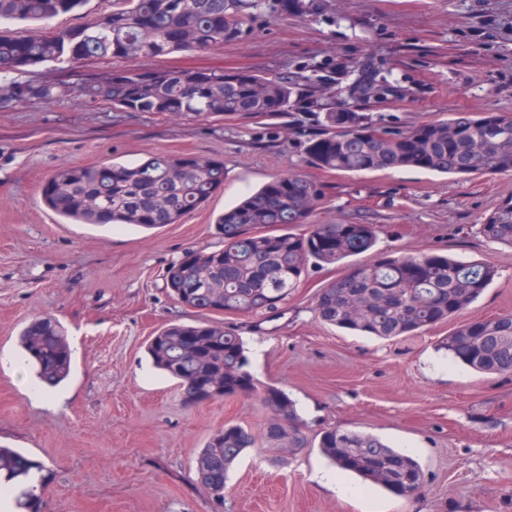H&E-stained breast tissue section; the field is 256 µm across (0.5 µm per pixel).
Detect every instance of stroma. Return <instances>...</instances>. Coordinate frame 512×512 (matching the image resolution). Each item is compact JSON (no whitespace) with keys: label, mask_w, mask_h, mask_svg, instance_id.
I'll return each mask as SVG.
<instances>
[{"label":"stroma","mask_w":512,"mask_h":512,"mask_svg":"<svg viewBox=\"0 0 512 512\" xmlns=\"http://www.w3.org/2000/svg\"><path fill=\"white\" fill-rule=\"evenodd\" d=\"M245 38L206 51L141 61L144 69L249 71L314 78L310 112L179 120L124 112L79 93L54 104L0 89V445L40 461L41 512H512V375L484 376L456 364L439 342L452 323L410 338L357 336L321 323L318 291L344 273L310 272L279 311L221 314L243 336L249 369L295 400L308 439L339 427L380 437L421 464L426 484L403 500L363 485L342 499L312 481L331 470L318 448L281 457L263 433L259 396L185 405L177 381L146 352L166 324L194 313L163 286L167 267L190 248H219L213 220L273 176L297 172L323 184L318 224H372L376 248L436 252L496 269L459 320L512 312V248L478 228L512 198V175L465 179L417 170L346 174L305 153L325 112L343 98L332 74L392 72L404 89L356 111L377 127H412L458 112H512V0H263ZM110 57L30 67L22 81H77L121 68ZM223 159L224 185L202 209L151 233L70 224L41 199L58 167L160 153ZM63 326L73 353L55 409L33 405L36 376L20 365L19 334L32 319ZM256 437L230 469L224 508L198 481L195 457L224 424Z\"/></svg>","instance_id":"35a3bbf8"}]
</instances>
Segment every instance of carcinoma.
I'll use <instances>...</instances> for the list:
<instances>
[{"label": "carcinoma", "mask_w": 512, "mask_h": 512, "mask_svg": "<svg viewBox=\"0 0 512 512\" xmlns=\"http://www.w3.org/2000/svg\"><path fill=\"white\" fill-rule=\"evenodd\" d=\"M88 0H0V23L49 21L82 10ZM259 0H112V10L71 30L36 35L0 34V74H22L48 61L74 62L111 56L126 66L104 79L31 84L11 81L19 99L61 100L77 90L132 112H166L176 118L201 115H271L294 105L306 109L310 95L287 76L266 78L248 72L143 70L142 58L192 48L211 49L250 32L247 10ZM401 87L362 71L348 84L345 101L324 115L326 132L306 142L318 166L346 173L416 168L441 174H512V113L467 112L410 129L378 130L350 101L385 102ZM224 184V162L201 155L157 153L138 164L114 161L63 166L43 183L45 205L73 224L127 225L154 230L182 223L205 206ZM326 197L324 185L290 172L274 177L224 210L216 221L222 247L191 250L170 265L164 288L183 307L209 313H273L288 300L311 267L336 264L367 253L376 243L370 224H312ZM272 224H306L302 234L268 235ZM488 242L512 247V200L488 215L478 229ZM496 275L487 263H463L432 252L347 266L342 277L321 289L318 318L338 329L395 339L414 336L470 307ZM24 361L43 383L56 386L71 371V350L58 323L30 322L19 336ZM458 363L481 374H512V314L463 322L442 341ZM153 365L178 380L183 399L198 405L223 397L261 393L270 413L265 436L278 446L277 429H288V444L305 448L295 401L284 390L258 386L247 369L242 337L224 324L203 320L160 330L148 346ZM255 445L240 425L212 433L196 458V474L208 486L209 473L227 474ZM318 447L342 473L356 475L397 497L422 490L425 473L412 456L375 435L333 428ZM42 466L24 454L0 447V493L8 489L22 512H36Z\"/></svg>", "instance_id": "obj_1"}]
</instances>
